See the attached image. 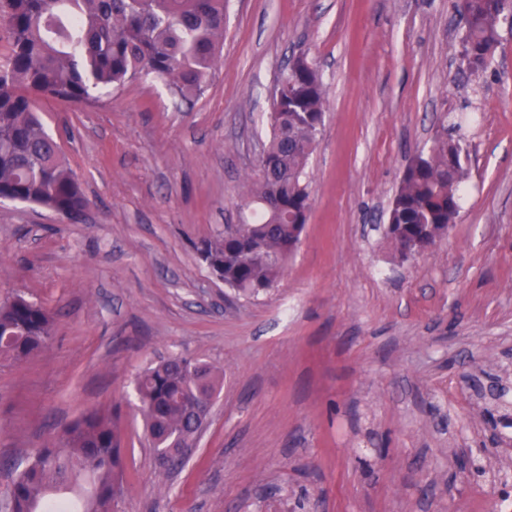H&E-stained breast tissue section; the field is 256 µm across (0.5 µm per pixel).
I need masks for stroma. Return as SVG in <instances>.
I'll return each instance as SVG.
<instances>
[{
  "label": "stroma",
  "instance_id": "1",
  "mask_svg": "<svg viewBox=\"0 0 512 512\" xmlns=\"http://www.w3.org/2000/svg\"><path fill=\"white\" fill-rule=\"evenodd\" d=\"M457 0H228L204 93L143 77L87 102L42 97L88 205L78 222L0 199V301L52 312L46 346L0 363V502L32 454L90 411L115 414L116 512H486L512 476L490 381L512 387V26L460 74ZM327 107L298 249L239 296L197 251L250 216L270 97L297 56ZM469 150L456 224L426 254L384 237L405 167L438 121ZM223 376L198 437L159 465L133 381L160 359ZM494 440L486 478L448 488Z\"/></svg>",
  "mask_w": 512,
  "mask_h": 512
}]
</instances>
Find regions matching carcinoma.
<instances>
[{"label": "carcinoma", "mask_w": 512, "mask_h": 512, "mask_svg": "<svg viewBox=\"0 0 512 512\" xmlns=\"http://www.w3.org/2000/svg\"><path fill=\"white\" fill-rule=\"evenodd\" d=\"M225 0H0L11 48L0 65V196L78 216L87 200L35 108L38 97L71 102L152 76L180 101L203 94L224 46ZM465 32L460 57L478 75L498 44L504 0H460ZM270 137L249 187L251 219L224 227L200 253L224 262V284L251 297L273 287L300 241L309 203L306 168L325 112L322 77L305 57L277 80ZM460 139L441 127L431 149L406 166L384 234L395 248L436 241L459 217L467 175ZM51 316L23 296L0 303V361L41 350ZM221 388L209 364L185 357L159 361L136 378L145 431L161 464L178 465L202 429ZM88 479L78 512H115L124 481L119 425L93 411L38 449L13 481L0 512H67L69 486Z\"/></svg>", "instance_id": "1"}]
</instances>
